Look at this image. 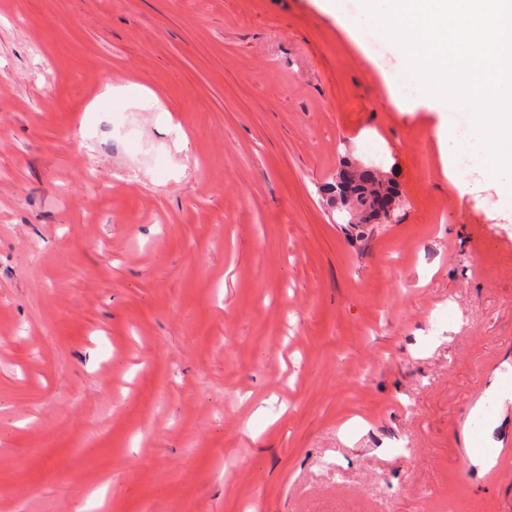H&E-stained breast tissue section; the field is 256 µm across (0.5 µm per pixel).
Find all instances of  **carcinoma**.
Returning <instances> with one entry per match:
<instances>
[{
    "instance_id": "1",
    "label": "carcinoma",
    "mask_w": 512,
    "mask_h": 512,
    "mask_svg": "<svg viewBox=\"0 0 512 512\" xmlns=\"http://www.w3.org/2000/svg\"><path fill=\"white\" fill-rule=\"evenodd\" d=\"M336 180L338 183L335 184L330 203L336 204V198L341 196L340 187H346L349 206L357 211L360 224L386 223L387 207L400 197L392 180L377 172L361 170L350 163L342 165Z\"/></svg>"
}]
</instances>
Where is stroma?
Returning <instances> with one entry per match:
<instances>
[{
    "instance_id": "35a3bbf8",
    "label": "stroma",
    "mask_w": 512,
    "mask_h": 512,
    "mask_svg": "<svg viewBox=\"0 0 512 512\" xmlns=\"http://www.w3.org/2000/svg\"><path fill=\"white\" fill-rule=\"evenodd\" d=\"M399 68L319 0H0V512H512V218ZM346 187L345 195L349 196L350 203L342 206L346 209L354 208L358 213V222L350 224H386L387 207L400 197L396 184L382 174L360 170L356 165L345 163L336 174L334 194L330 203L334 208L336 197L343 196L340 187Z\"/></svg>"
}]
</instances>
